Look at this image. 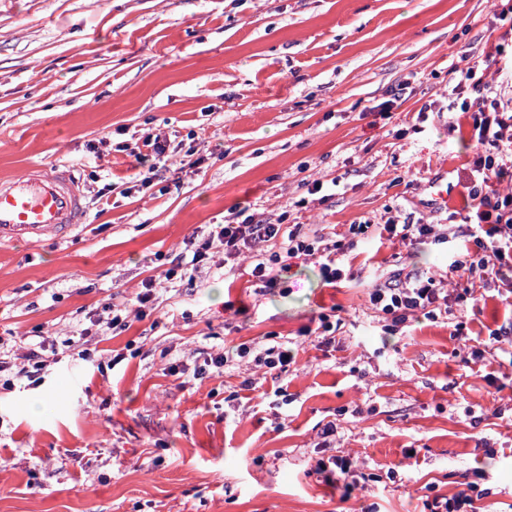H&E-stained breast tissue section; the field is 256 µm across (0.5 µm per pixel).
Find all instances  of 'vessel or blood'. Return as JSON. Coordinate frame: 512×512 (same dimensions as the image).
<instances>
[{"mask_svg":"<svg viewBox=\"0 0 512 512\" xmlns=\"http://www.w3.org/2000/svg\"><path fill=\"white\" fill-rule=\"evenodd\" d=\"M86 202L70 172L34 166L0 179V243L64 235L83 220Z\"/></svg>","mask_w":512,"mask_h":512,"instance_id":"obj_1","label":"vessel or blood"}]
</instances>
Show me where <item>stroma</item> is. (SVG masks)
Returning a JSON list of instances; mask_svg holds the SVG:
<instances>
[{"mask_svg":"<svg viewBox=\"0 0 512 512\" xmlns=\"http://www.w3.org/2000/svg\"><path fill=\"white\" fill-rule=\"evenodd\" d=\"M491 5L0 0V178L64 164L86 195L67 238L0 245V344L54 343L40 383L5 372L0 512H420L428 489L467 481L486 491L480 512H512V342L489 338L512 322L511 280L475 282L449 316L390 335L368 302L375 279L415 270L450 297L448 245L370 230L335 284L294 259L264 288L225 271L218 248L192 278L163 276L241 211L310 234L392 216L464 232L471 118L448 91L462 54L512 53V13L492 20ZM148 131L168 150L146 187L131 149ZM150 276L149 318L99 329L93 362L65 347ZM333 310L332 341H305L285 373L170 372ZM459 322L484 352L468 364ZM332 455L352 458L358 488L313 475Z\"/></svg>","mask_w":512,"mask_h":512,"instance_id":"1","label":"stroma"}]
</instances>
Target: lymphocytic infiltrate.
<instances>
[{"mask_svg": "<svg viewBox=\"0 0 512 512\" xmlns=\"http://www.w3.org/2000/svg\"><path fill=\"white\" fill-rule=\"evenodd\" d=\"M478 66H456L458 80L448 94V107L471 112L472 140L476 158L464 185L468 201L463 223L469 224L471 247L455 250L448 265L449 273L497 278L512 274V193L503 192L502 184L512 183V108L502 102L494 82L478 76ZM274 243L275 251L265 253L261 247ZM222 245L225 260L251 253V276L265 285L272 284L277 268L291 259L317 260L327 283L341 280L343 271L338 259L342 241H328L325 235H308L298 224H261L253 216L238 222L212 225L207 238L194 251L189 264L197 266L209 257L213 245ZM156 280L141 281L129 302L107 308L106 327L116 333L125 331L131 320L146 318L153 306ZM440 291L434 278L400 270L372 289L369 302L386 321L385 332L396 333L422 317L433 316ZM253 358L257 366L286 370L294 361L289 342L264 345L239 344L234 353H218L195 366L194 376L223 372L233 358Z\"/></svg>", "mask_w": 512, "mask_h": 512, "instance_id": "1", "label": "lymphocytic infiltrate"}]
</instances>
